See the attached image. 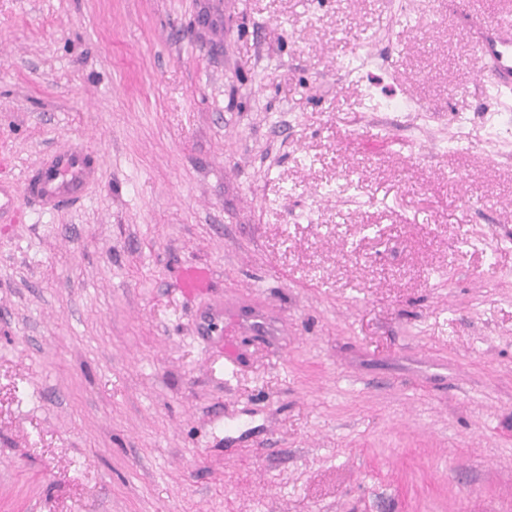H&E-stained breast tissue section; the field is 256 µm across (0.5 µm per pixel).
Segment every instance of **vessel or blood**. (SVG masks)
<instances>
[{
  "instance_id": "vessel-or-blood-1",
  "label": "vessel or blood",
  "mask_w": 512,
  "mask_h": 512,
  "mask_svg": "<svg viewBox=\"0 0 512 512\" xmlns=\"http://www.w3.org/2000/svg\"><path fill=\"white\" fill-rule=\"evenodd\" d=\"M474 54L480 69L490 70L496 92H512V21L492 19L480 24L474 43ZM86 158L82 149L56 156L52 166L38 178L23 185L0 188V211L18 212L31 204L68 202L77 198L76 182L61 183L57 176L62 171L84 172ZM208 272L198 266L185 267L179 278V286L189 293L207 288Z\"/></svg>"
}]
</instances>
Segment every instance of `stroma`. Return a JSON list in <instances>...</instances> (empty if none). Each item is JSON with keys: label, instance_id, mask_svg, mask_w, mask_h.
Instances as JSON below:
<instances>
[{"label": "stroma", "instance_id": "obj_1", "mask_svg": "<svg viewBox=\"0 0 512 512\" xmlns=\"http://www.w3.org/2000/svg\"><path fill=\"white\" fill-rule=\"evenodd\" d=\"M512 0H0V512H512ZM212 270L186 295L180 269ZM474 54L481 72L493 73L496 96L512 92V21L491 19L479 25ZM85 168V154L79 147H75L70 153L56 156L53 165L38 178L30 179L21 186L1 185L0 211L18 212L30 204L76 200L77 180L57 184L56 179L61 171L72 170L82 175Z\"/></svg>", "mask_w": 512, "mask_h": 512}]
</instances>
